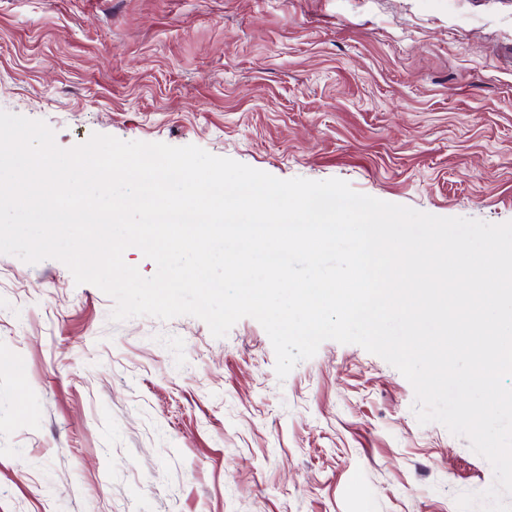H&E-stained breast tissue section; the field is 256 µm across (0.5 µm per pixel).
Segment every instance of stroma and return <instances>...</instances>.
<instances>
[{
    "label": "stroma",
    "instance_id": "35a3bbf8",
    "mask_svg": "<svg viewBox=\"0 0 512 512\" xmlns=\"http://www.w3.org/2000/svg\"><path fill=\"white\" fill-rule=\"evenodd\" d=\"M0 110L512 221V0H0ZM114 306L0 254V512H458L494 477L359 345L281 380L253 318Z\"/></svg>",
    "mask_w": 512,
    "mask_h": 512
}]
</instances>
